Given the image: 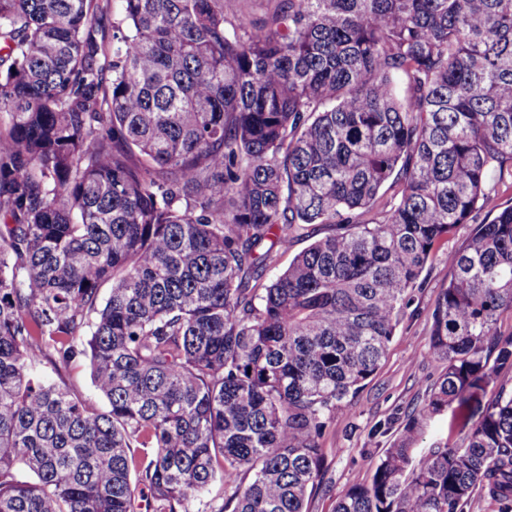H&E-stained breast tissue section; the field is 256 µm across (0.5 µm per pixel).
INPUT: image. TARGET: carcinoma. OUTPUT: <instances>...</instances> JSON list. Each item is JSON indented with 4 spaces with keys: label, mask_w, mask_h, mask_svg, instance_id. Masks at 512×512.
I'll use <instances>...</instances> for the list:
<instances>
[{
    "label": "carcinoma",
    "mask_w": 512,
    "mask_h": 512,
    "mask_svg": "<svg viewBox=\"0 0 512 512\" xmlns=\"http://www.w3.org/2000/svg\"><path fill=\"white\" fill-rule=\"evenodd\" d=\"M120 2L0 0V512H306L327 424L471 222L446 372L334 512L512 510V396L484 400L512 371V0H276L249 28ZM309 224L332 234L262 283ZM448 410L461 442L417 451ZM70 377L83 396L91 399L100 407L105 405L104 400L98 395L92 383L91 371L85 362L79 361L75 363L70 371Z\"/></svg>",
    "instance_id": "obj_1"
}]
</instances>
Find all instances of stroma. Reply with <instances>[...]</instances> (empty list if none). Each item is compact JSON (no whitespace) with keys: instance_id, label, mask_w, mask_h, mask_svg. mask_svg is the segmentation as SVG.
<instances>
[{"instance_id":"stroma-1","label":"stroma","mask_w":512,"mask_h":512,"mask_svg":"<svg viewBox=\"0 0 512 512\" xmlns=\"http://www.w3.org/2000/svg\"><path fill=\"white\" fill-rule=\"evenodd\" d=\"M472 231V225H461L436 248L422 273L423 288L416 292L378 371L350 409L337 412L328 424L320 440L323 480L309 498L307 512H334L345 490L370 479L398 435L394 429L376 434L375 426L419 409L445 373L446 362L430 354L431 312L441 288L448 285L449 251L462 247Z\"/></svg>"}]
</instances>
